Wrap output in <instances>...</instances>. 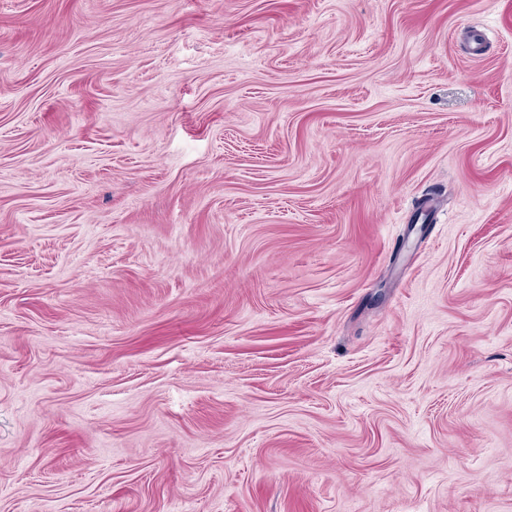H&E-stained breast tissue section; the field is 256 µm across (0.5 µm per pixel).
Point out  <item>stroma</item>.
Listing matches in <instances>:
<instances>
[{"mask_svg":"<svg viewBox=\"0 0 512 512\" xmlns=\"http://www.w3.org/2000/svg\"><path fill=\"white\" fill-rule=\"evenodd\" d=\"M0 512H512V0H0Z\"/></svg>","mask_w":512,"mask_h":512,"instance_id":"obj_1","label":"stroma"}]
</instances>
